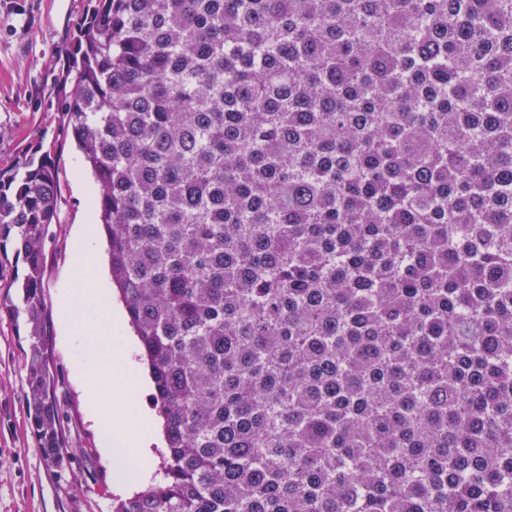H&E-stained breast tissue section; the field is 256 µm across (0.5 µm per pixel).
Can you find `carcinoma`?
<instances>
[{
	"label": "carcinoma",
	"mask_w": 512,
	"mask_h": 512,
	"mask_svg": "<svg viewBox=\"0 0 512 512\" xmlns=\"http://www.w3.org/2000/svg\"><path fill=\"white\" fill-rule=\"evenodd\" d=\"M100 185L164 478L113 512H512V0H95ZM50 158L0 169L44 353Z\"/></svg>",
	"instance_id": "1"
}]
</instances>
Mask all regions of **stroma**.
Returning a JSON list of instances; mask_svg holds the SVG:
<instances>
[{
	"label": "stroma",
	"mask_w": 512,
	"mask_h": 512,
	"mask_svg": "<svg viewBox=\"0 0 512 512\" xmlns=\"http://www.w3.org/2000/svg\"><path fill=\"white\" fill-rule=\"evenodd\" d=\"M88 0H0V168L23 152L48 151L59 184L57 219L45 238V355L54 377L66 453L47 467L26 409L23 305L13 281L24 266L0 254V512H112L131 497L100 452L83 384L72 372L77 347L61 322L59 303L74 282L72 243L93 223L100 186L60 123L68 78Z\"/></svg>",
	"instance_id": "1"
}]
</instances>
